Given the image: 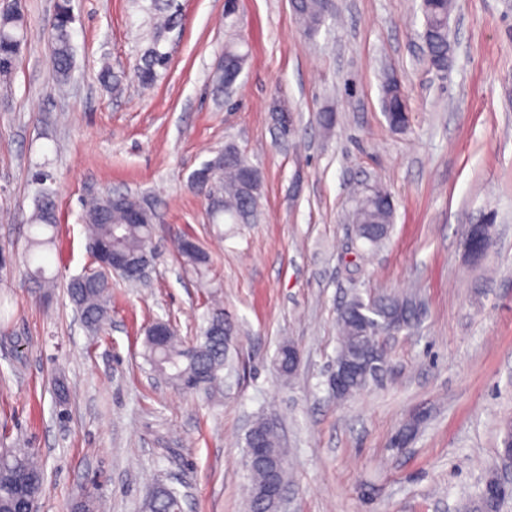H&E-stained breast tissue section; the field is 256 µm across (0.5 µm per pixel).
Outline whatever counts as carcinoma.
<instances>
[{
    "label": "carcinoma",
    "instance_id": "obj_1",
    "mask_svg": "<svg viewBox=\"0 0 512 512\" xmlns=\"http://www.w3.org/2000/svg\"><path fill=\"white\" fill-rule=\"evenodd\" d=\"M70 3L61 0L49 22L51 44V66L58 87L67 86L74 65L72 44L73 19L69 15ZM295 16L305 31L316 33L325 19L333 12L328 0H294L291 4ZM451 0H421L424 19L422 38L427 62L435 68L448 66L451 45L448 39V11ZM177 22L174 13L161 17L156 22L155 32L140 57L134 76L138 83L148 88L167 70L170 57L163 55L161 42L165 30ZM25 42V14L22 0H12L0 10V77L7 78L19 64ZM382 101L387 112H401L407 107L406 100L398 97L392 78L382 85ZM223 168L213 176V188L219 203L207 207L212 224H251L257 220L258 200L261 194V176H256L255 187L247 193L243 189L242 172L250 167L249 161L232 144L224 146ZM352 217L357 235L371 248L380 249L389 240L394 218L393 200L385 190L375 189L355 199ZM84 222L87 226L89 244L103 243L114 252L136 257L148 254L152 248V232L146 224L124 223L121 210L112 205V195L105 194L89 199L85 203ZM58 218L54 195L47 189L40 190L34 207V221L30 236L32 252H43L55 242ZM177 254L184 266L202 269L209 263V256L198 245L177 246ZM67 294L74 308L83 319L85 327L94 332L107 318L112 299V279L102 275L85 280L77 275L70 279ZM420 303L414 297L403 299L379 297L374 303L353 295L338 314V348L336 360L347 359L357 366L370 370L375 366L387 367V354L376 340L379 333L388 330L401 331L413 328L419 318ZM224 318V310H213L201 327L200 336L192 342L182 339L176 328L159 340L146 336L145 357L151 372L166 383L185 391H209L224 382V372L235 370L229 355L230 346L220 337L209 335L210 325L215 319ZM250 439L264 447L286 454L280 447L276 427L264 420L254 424ZM251 477L249 491L250 512H271L261 492L271 477L267 465L254 461L248 466ZM496 476L486 478L478 493L462 499L458 512H501L505 505L488 495V485ZM44 486V472L34 461L29 448H10L0 452V512H18L22 497L37 494ZM79 512H101L98 494L88 492L75 503ZM151 512H182L179 494L169 488L160 494Z\"/></svg>",
    "mask_w": 512,
    "mask_h": 512
}]
</instances>
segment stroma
Instances as JSON below:
<instances>
[{"instance_id":"stroma-1","label":"stroma","mask_w":512,"mask_h":512,"mask_svg":"<svg viewBox=\"0 0 512 512\" xmlns=\"http://www.w3.org/2000/svg\"><path fill=\"white\" fill-rule=\"evenodd\" d=\"M151 0H71L75 63L52 76L45 24L55 0H23L22 59L0 82V448H30L45 474L39 512L86 490L106 512H141L158 487L184 512H247L245 438L274 420L288 450L289 512H455L499 472L512 418V0H454L448 68L424 61L419 0H335L306 35L289 0H172L171 63L149 88L132 75ZM247 60L225 95L211 76L229 43ZM126 78L99 79L103 62ZM409 121L382 107L384 72ZM293 113L280 133L275 105ZM332 110L324 129L318 114ZM235 145L262 177L254 224H212L190 174ZM44 169L45 185L31 179ZM384 185L388 244L369 251L348 219L353 189ZM55 196V248L38 291L24 264L39 188ZM131 191L160 216L145 282L112 279L108 321L83 327L67 295L91 262L82 199ZM495 214L478 261L468 225ZM211 264L183 267L169 230ZM418 293L417 329L381 336L388 368L345 400L329 386L337 316L353 294ZM236 325L240 374L212 395L178 390L146 365L144 329L162 318L197 336L214 303ZM295 372L273 362L282 342ZM66 396H59L58 384ZM418 420L416 438L392 436Z\"/></svg>"}]
</instances>
